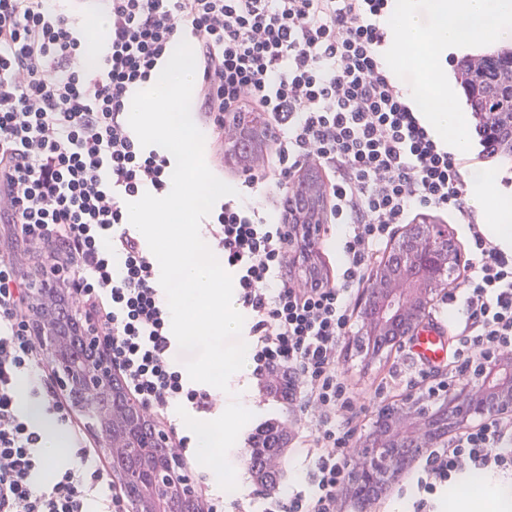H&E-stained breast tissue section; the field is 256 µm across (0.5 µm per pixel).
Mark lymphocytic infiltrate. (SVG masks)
I'll return each mask as SVG.
<instances>
[{
    "mask_svg": "<svg viewBox=\"0 0 512 512\" xmlns=\"http://www.w3.org/2000/svg\"><path fill=\"white\" fill-rule=\"evenodd\" d=\"M391 0H89L106 17L105 51L84 64L85 42L59 0H0V223L50 251L63 285L107 340L113 367L144 406L166 416L186 398L209 411L208 391L186 388L169 354L171 317L155 264L130 224L126 202L144 187L164 192L172 160L141 147L127 110L176 40L196 48L202 126L224 136V115L259 109L272 120L271 156L237 198L212 213V238L237 274L236 301L251 316L257 375H287L292 404L314 418L312 462L266 512H339L354 430L339 418L356 405L337 365L352 298L395 224L419 210L452 214L470 233L472 258L456 307L455 369L512 350V253L488 237L467 196L474 159L435 139L384 59ZM329 175L333 224L346 225L339 280L298 288L282 280L288 226L278 201L293 178ZM29 283L0 253V512H87L99 486L112 512L124 488L88 448L43 483V435L21 409L31 397L60 424L65 402L45 386L50 360L26 329ZM512 474V422L489 419L429 449L412 488V512H431L468 472Z\"/></svg>",
    "mask_w": 512,
    "mask_h": 512,
    "instance_id": "lymphocytic-infiltrate-1",
    "label": "lymphocytic infiltrate"
}]
</instances>
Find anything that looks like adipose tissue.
Wrapping results in <instances>:
<instances>
[{"mask_svg":"<svg viewBox=\"0 0 512 512\" xmlns=\"http://www.w3.org/2000/svg\"><path fill=\"white\" fill-rule=\"evenodd\" d=\"M497 168L478 167L469 174V196L471 205L480 212H489L491 224L486 225L487 234L503 249H512V190H494Z\"/></svg>","mask_w":512,"mask_h":512,"instance_id":"adipose-tissue-1","label":"adipose tissue"}]
</instances>
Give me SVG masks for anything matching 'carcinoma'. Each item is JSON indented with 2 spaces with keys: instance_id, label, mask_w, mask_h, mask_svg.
Instances as JSON below:
<instances>
[{
  "instance_id": "1",
  "label": "carcinoma",
  "mask_w": 512,
  "mask_h": 512,
  "mask_svg": "<svg viewBox=\"0 0 512 512\" xmlns=\"http://www.w3.org/2000/svg\"><path fill=\"white\" fill-rule=\"evenodd\" d=\"M456 74L474 127L483 136L486 155H512V140L502 132V127L512 126V45L466 57L458 63ZM287 443L282 427L275 423L268 424L253 441L248 464L262 487H276L278 475L265 461L283 453Z\"/></svg>"
}]
</instances>
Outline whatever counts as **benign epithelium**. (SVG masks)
Masks as SVG:
<instances>
[{
    "label": "benign epithelium",
    "mask_w": 512,
    "mask_h": 512,
    "mask_svg": "<svg viewBox=\"0 0 512 512\" xmlns=\"http://www.w3.org/2000/svg\"><path fill=\"white\" fill-rule=\"evenodd\" d=\"M224 127L231 132L224 139L225 158L234 163L242 157L241 169L249 170L261 157L257 144L271 138L266 113H226ZM322 193L313 180L289 191L288 264L302 281L322 278L303 265L305 253L317 244L307 225L319 223ZM462 264L446 225H403L358 300L361 350L377 355L414 335L438 292L456 284ZM61 282L57 275L33 284L26 324L49 354L68 404L90 421L111 458L128 491L130 512H200L169 436L119 384L94 322L81 317L71 301L59 300ZM477 415H512L511 352L482 357L474 375L456 379L441 393L379 405L346 480L352 512H367L366 487L385 493L421 453L443 446L451 432Z\"/></svg>",
    "instance_id": "benign-epithelium-1"
}]
</instances>
